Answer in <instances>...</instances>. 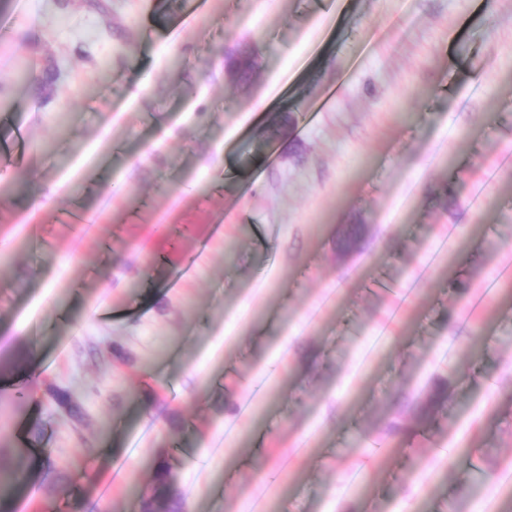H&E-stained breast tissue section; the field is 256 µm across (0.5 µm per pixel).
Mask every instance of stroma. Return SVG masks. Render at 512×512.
Returning a JSON list of instances; mask_svg holds the SVG:
<instances>
[{"label":"stroma","instance_id":"1","mask_svg":"<svg viewBox=\"0 0 512 512\" xmlns=\"http://www.w3.org/2000/svg\"><path fill=\"white\" fill-rule=\"evenodd\" d=\"M6 9L0 435L66 477L12 512H135L165 451L189 512H512V0ZM256 67V60L252 52L247 50L236 51L224 58L225 73L238 83H245L250 79ZM30 344L21 343L13 352L11 357L0 359V376L9 377L23 370L31 355ZM447 403V381H439L430 391L413 400L411 410L418 421L426 422L443 411Z\"/></svg>","mask_w":512,"mask_h":512}]
</instances>
